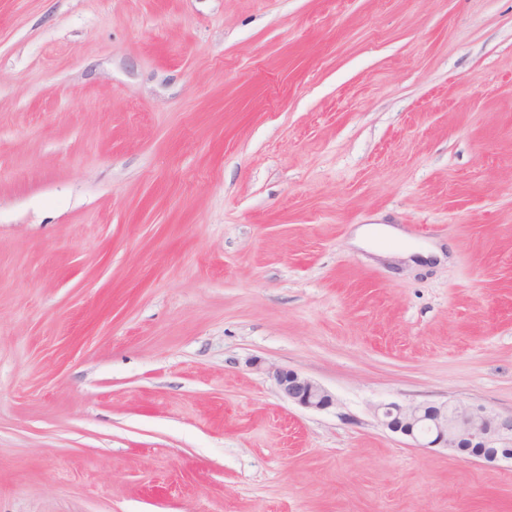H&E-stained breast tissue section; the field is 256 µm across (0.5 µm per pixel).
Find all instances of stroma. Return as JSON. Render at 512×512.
Instances as JSON below:
<instances>
[{"mask_svg": "<svg viewBox=\"0 0 512 512\" xmlns=\"http://www.w3.org/2000/svg\"><path fill=\"white\" fill-rule=\"evenodd\" d=\"M446 401L512 413V0H0V512H512L375 415ZM269 374L288 402L314 410H326L335 405V399L328 390L294 370L276 368Z\"/></svg>", "mask_w": 512, "mask_h": 512, "instance_id": "stroma-1", "label": "stroma"}]
</instances>
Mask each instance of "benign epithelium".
<instances>
[{"label":"benign epithelium","instance_id":"benign-epithelium-1","mask_svg":"<svg viewBox=\"0 0 512 512\" xmlns=\"http://www.w3.org/2000/svg\"><path fill=\"white\" fill-rule=\"evenodd\" d=\"M278 390L288 401L305 408L327 410L335 405L323 386L285 368L270 371ZM380 423L392 433L417 442L421 448H448L459 452L479 448L476 459L493 464L512 460V414L495 415L480 405H403L397 402L377 408Z\"/></svg>","mask_w":512,"mask_h":512}]
</instances>
